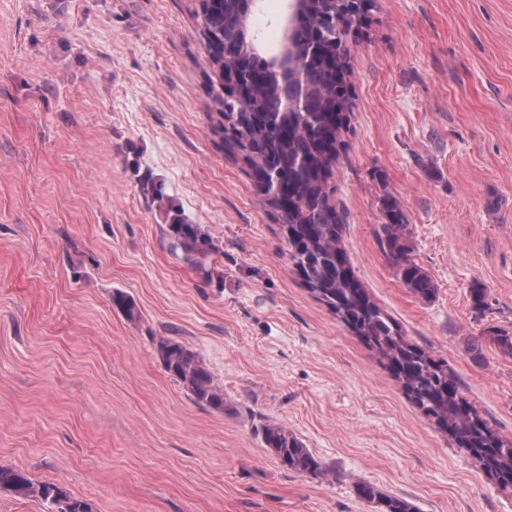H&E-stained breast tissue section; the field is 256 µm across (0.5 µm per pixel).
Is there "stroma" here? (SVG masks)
Segmentation results:
<instances>
[{
    "instance_id": "stroma-1",
    "label": "stroma",
    "mask_w": 512,
    "mask_h": 512,
    "mask_svg": "<svg viewBox=\"0 0 512 512\" xmlns=\"http://www.w3.org/2000/svg\"><path fill=\"white\" fill-rule=\"evenodd\" d=\"M285 14L258 0L249 16L263 57ZM201 20L200 0H0V466L93 512H378L363 483L418 512H512L302 285L278 213L225 142ZM349 64L331 181L343 247L512 438V355L490 339L512 336V0H373ZM387 198L431 299L382 250ZM165 338L213 373L223 411L165 372ZM266 423L326 474L281 467Z\"/></svg>"
}]
</instances>
